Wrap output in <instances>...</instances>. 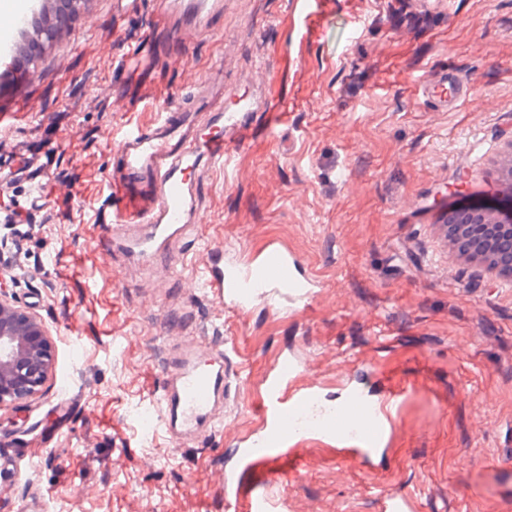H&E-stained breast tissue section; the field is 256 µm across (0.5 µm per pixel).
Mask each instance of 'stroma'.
I'll return each instance as SVG.
<instances>
[{
    "label": "stroma",
    "instance_id": "1",
    "mask_svg": "<svg viewBox=\"0 0 512 512\" xmlns=\"http://www.w3.org/2000/svg\"><path fill=\"white\" fill-rule=\"evenodd\" d=\"M287 0H224L214 32L187 56L166 54L151 13L93 0L90 14L25 84L0 96V225H29L0 245V289L43 323L52 368L30 402L0 407V512H226L225 471L239 496L269 492L285 512H379L410 492L413 512H512V287L470 285L449 268L434 217L469 196L484 151L512 138V0H455L452 14L415 0H335L330 30L305 39L284 25ZM224 85L263 81L229 172L203 184L207 222L180 243L182 274H200L210 246L235 260L275 241L322 283L307 310L257 304L223 313L196 297L184 323L179 280L124 271L93 245L110 134L150 126L192 104L215 64ZM447 67L481 106L442 112L415 82ZM42 192L40 206L30 190ZM234 346L226 425L173 448L158 411L164 344L183 327ZM310 363L327 399L349 374L379 393L388 375L413 389L370 468L336 464L308 445L301 475L235 469L237 443L259 430L255 381L284 353ZM50 444V454L28 458Z\"/></svg>",
    "mask_w": 512,
    "mask_h": 512
}]
</instances>
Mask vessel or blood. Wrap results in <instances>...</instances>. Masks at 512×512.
<instances>
[{"mask_svg":"<svg viewBox=\"0 0 512 512\" xmlns=\"http://www.w3.org/2000/svg\"><path fill=\"white\" fill-rule=\"evenodd\" d=\"M332 2L292 0L291 8L306 33L316 36ZM39 6L40 0H12L0 6L1 69L14 64L16 41ZM223 9L224 0H153L155 16L170 30L168 48L174 56L186 54L208 36L214 16ZM416 91L444 112L457 111L477 98L472 85L445 68L422 75ZM196 98L189 110L161 114L149 128L131 126L115 136L102 190L106 224L122 257L157 266L164 273L174 272L179 262L175 243L206 221L201 192L206 173L231 166L248 116L265 109L263 91L247 86L228 92L224 75L217 70ZM318 285L317 277L275 242L230 264L224 261L223 247H212L203 278L180 279L184 300L204 287L221 306L238 313L261 297L292 305L308 302ZM170 359L174 368L162 383L161 420L169 439L179 445L210 425L224 403L227 372L224 351L216 344L174 347ZM411 388L406 379H392L374 402L349 384L338 405L329 407L313 371L300 369L293 358H283L258 384L260 431L239 442L238 460L247 467L279 461L287 464L290 474H300L305 467L303 451L292 442L304 428L310 436L333 443L338 463L370 460L378 454L383 434L394 428L398 408ZM227 503L233 512H276L273 500L263 493L231 497Z\"/></svg>","mask_w":512,"mask_h":512,"instance_id":"1","label":"vessel or blood"}]
</instances>
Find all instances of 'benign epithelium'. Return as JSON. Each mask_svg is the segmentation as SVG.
<instances>
[{
	"mask_svg": "<svg viewBox=\"0 0 512 512\" xmlns=\"http://www.w3.org/2000/svg\"><path fill=\"white\" fill-rule=\"evenodd\" d=\"M52 352L41 322L0 298V406L23 404L41 391Z\"/></svg>",
	"mask_w": 512,
	"mask_h": 512,
	"instance_id": "7a95c632",
	"label": "benign epithelium"
}]
</instances>
